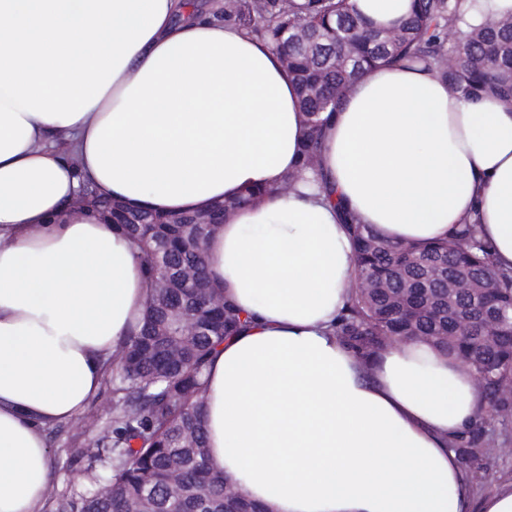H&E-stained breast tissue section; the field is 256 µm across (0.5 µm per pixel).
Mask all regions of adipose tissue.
<instances>
[{"instance_id":"adipose-tissue-1","label":"adipose tissue","mask_w":512,"mask_h":512,"mask_svg":"<svg viewBox=\"0 0 512 512\" xmlns=\"http://www.w3.org/2000/svg\"><path fill=\"white\" fill-rule=\"evenodd\" d=\"M220 0H0V512H37L48 425L98 393L153 293L85 190L164 214L271 189L205 244L251 314L207 371L213 469L268 512H512L473 502L451 447L484 403L471 370L415 340L361 363L334 334L354 256L347 205L390 242L478 222L512 269V110L435 71L359 78L313 177L281 190L304 127L278 52Z\"/></svg>"}]
</instances>
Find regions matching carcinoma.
Listing matches in <instances>:
<instances>
[{
  "mask_svg": "<svg viewBox=\"0 0 512 512\" xmlns=\"http://www.w3.org/2000/svg\"><path fill=\"white\" fill-rule=\"evenodd\" d=\"M461 0H413L398 26L378 27L352 9L349 0H225L233 20L273 44L299 87L306 137L296 172L317 164L322 114L333 112L354 80L385 65H423L466 97L491 96L512 108V12L488 15L464 33L456 27ZM246 188L213 207L229 218L267 196ZM91 201L123 226L154 279L145 320L126 342L112 371L117 397L112 420L97 442L108 464L103 497L91 486L65 498L59 512H129L130 507L167 512L169 474L182 469L181 512H266L242 496L224 498L231 483L212 472L205 430L204 375L224 340L248 326L250 317L215 294L203 249L208 224H189L190 214L168 215ZM355 252L349 301L336 322L339 341L362 362L411 338H422L466 364L485 401L484 412L452 442L460 462L487 470L512 434V271L497 268L467 224L446 241L386 242L344 206ZM192 266V282L178 278ZM463 274L476 288L456 294L433 283L434 273ZM191 317L196 329L184 330Z\"/></svg>",
  "mask_w": 512,
  "mask_h": 512,
  "instance_id": "cac0c4a2",
  "label": "carcinoma"
}]
</instances>
